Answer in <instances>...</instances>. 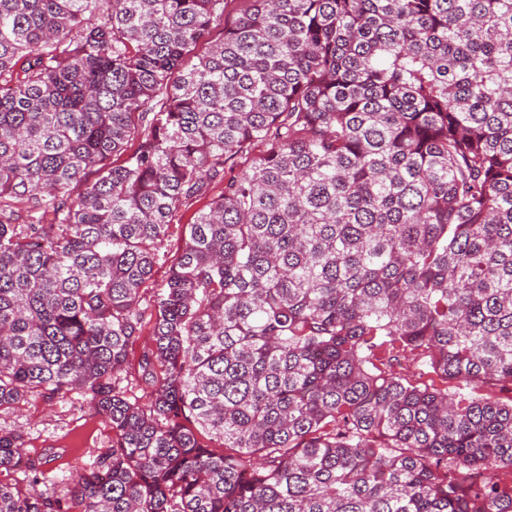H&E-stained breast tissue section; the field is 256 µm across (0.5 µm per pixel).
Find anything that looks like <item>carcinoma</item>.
I'll list each match as a JSON object with an SVG mask.
<instances>
[{
  "mask_svg": "<svg viewBox=\"0 0 512 512\" xmlns=\"http://www.w3.org/2000/svg\"><path fill=\"white\" fill-rule=\"evenodd\" d=\"M250 2L0 0V408L117 437L0 512H512V0ZM209 198L201 199L186 210H182L176 221L169 225L167 234L160 246V259L155 267L153 285L149 287L147 297L151 295L150 288H160L169 271L172 261L178 256L184 243V224L193 221L194 213L202 209ZM150 330L151 326L146 325L143 328L139 339L131 347L127 378L120 384L126 397H128L132 402L136 400L141 405L148 403L150 388L138 378L137 361L143 351L145 342L148 340Z\"/></svg>",
  "mask_w": 512,
  "mask_h": 512,
  "instance_id": "1",
  "label": "carcinoma"
}]
</instances>
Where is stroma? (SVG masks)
<instances>
[{"label": "stroma", "instance_id": "stroma-1", "mask_svg": "<svg viewBox=\"0 0 512 512\" xmlns=\"http://www.w3.org/2000/svg\"><path fill=\"white\" fill-rule=\"evenodd\" d=\"M1 430L22 433L28 457L44 462V489L61 496L68 492V480L86 472L115 439L109 421L76 394L50 400L31 393L0 410Z\"/></svg>", "mask_w": 512, "mask_h": 512}]
</instances>
